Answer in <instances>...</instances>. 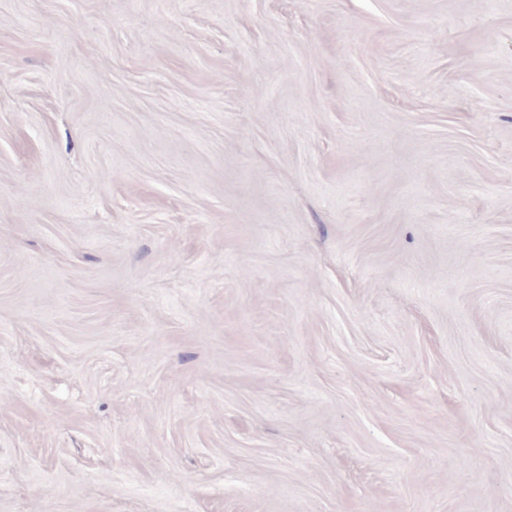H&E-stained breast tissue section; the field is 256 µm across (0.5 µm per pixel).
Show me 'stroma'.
I'll return each mask as SVG.
<instances>
[{"label":"stroma","instance_id":"obj_1","mask_svg":"<svg viewBox=\"0 0 512 512\" xmlns=\"http://www.w3.org/2000/svg\"><path fill=\"white\" fill-rule=\"evenodd\" d=\"M0 512H512V0H0Z\"/></svg>","mask_w":512,"mask_h":512}]
</instances>
